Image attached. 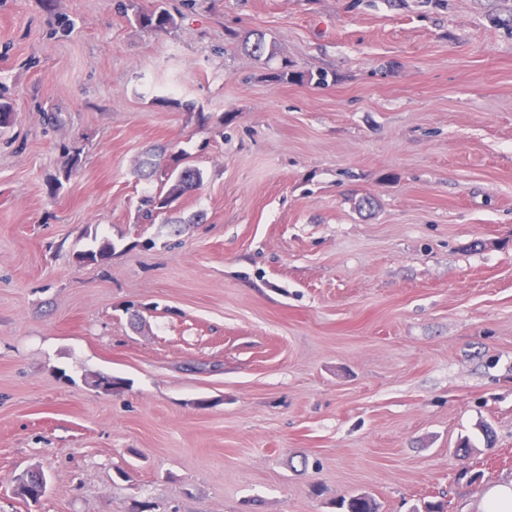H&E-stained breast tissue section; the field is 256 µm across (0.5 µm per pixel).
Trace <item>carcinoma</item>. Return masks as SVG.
<instances>
[{
	"mask_svg": "<svg viewBox=\"0 0 512 512\" xmlns=\"http://www.w3.org/2000/svg\"><path fill=\"white\" fill-rule=\"evenodd\" d=\"M137 24L151 31H165L174 24L172 16L158 7L150 12L135 11ZM141 173L147 178H156L169 189L141 200V210L147 219L166 209L172 200L202 185V172L190 165H180V159L167 153L163 146L155 148L141 163ZM343 512H377L374 503L366 496H353L340 502Z\"/></svg>",
	"mask_w": 512,
	"mask_h": 512,
	"instance_id": "obj_1",
	"label": "carcinoma"
}]
</instances>
